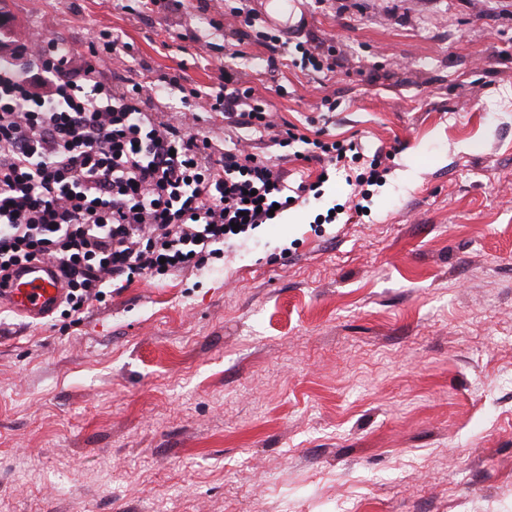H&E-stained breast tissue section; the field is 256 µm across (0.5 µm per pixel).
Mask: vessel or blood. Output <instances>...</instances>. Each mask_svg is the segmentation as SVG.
<instances>
[{"label": "vessel or blood", "mask_w": 512, "mask_h": 512, "mask_svg": "<svg viewBox=\"0 0 512 512\" xmlns=\"http://www.w3.org/2000/svg\"><path fill=\"white\" fill-rule=\"evenodd\" d=\"M63 294L62 283L44 263H31L0 286V301L18 315L44 318L55 310Z\"/></svg>", "instance_id": "b4317fda"}]
</instances>
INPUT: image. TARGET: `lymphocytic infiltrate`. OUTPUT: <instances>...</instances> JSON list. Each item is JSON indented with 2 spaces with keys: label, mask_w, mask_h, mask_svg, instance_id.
<instances>
[{
  "label": "lymphocytic infiltrate",
  "mask_w": 512,
  "mask_h": 512,
  "mask_svg": "<svg viewBox=\"0 0 512 512\" xmlns=\"http://www.w3.org/2000/svg\"><path fill=\"white\" fill-rule=\"evenodd\" d=\"M98 37L78 67L72 49L39 31L0 63V280L51 264L64 304L81 314L114 284L199 268L224 241L272 223V207L320 193L316 181L287 184L260 142L280 152L310 145L295 159L325 174L354 164L359 192L389 171L391 153L365 158L357 139H309L230 66L215 89L181 74L119 82L131 45L114 32ZM164 88L180 93L182 111L158 109ZM209 114L239 130L233 146L201 134Z\"/></svg>",
  "instance_id": "obj_1"
}]
</instances>
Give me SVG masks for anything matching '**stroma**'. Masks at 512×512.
Masks as SVG:
<instances>
[{"label": "stroma", "instance_id": "stroma-1", "mask_svg": "<svg viewBox=\"0 0 512 512\" xmlns=\"http://www.w3.org/2000/svg\"><path fill=\"white\" fill-rule=\"evenodd\" d=\"M270 2L0 0L13 44L80 65L114 30L125 79L202 87L225 61L288 122L394 154L351 222L319 221L333 175L80 323L0 308V512H512V0ZM234 7L287 58L212 28Z\"/></svg>", "mask_w": 512, "mask_h": 512}]
</instances>
